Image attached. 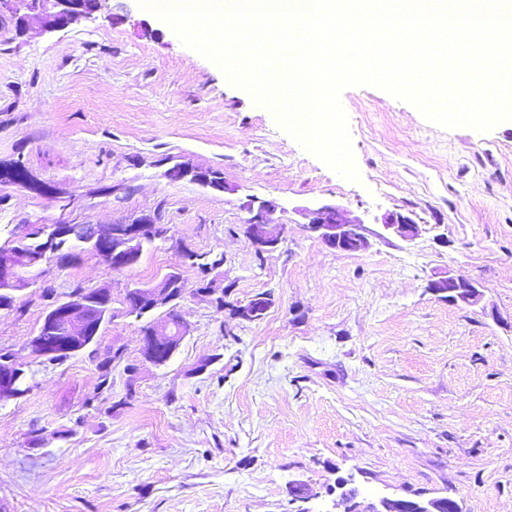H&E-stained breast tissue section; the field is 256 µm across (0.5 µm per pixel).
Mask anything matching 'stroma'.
Here are the masks:
<instances>
[{
    "instance_id": "1",
    "label": "stroma",
    "mask_w": 512,
    "mask_h": 512,
    "mask_svg": "<svg viewBox=\"0 0 512 512\" xmlns=\"http://www.w3.org/2000/svg\"><path fill=\"white\" fill-rule=\"evenodd\" d=\"M360 182L329 168L274 112L231 85L137 0H100L94 19L15 33L0 15V159L33 188L0 187V243L23 224H110L159 212L173 240L108 270L93 254L43 266L0 310V350L28 364L25 394L0 402V512H343L447 496L460 512H512V118L446 128L375 86L345 88ZM218 168L217 192L167 177ZM273 200L285 225L257 257L240 206ZM342 206L373 233L341 252L299 210ZM420 226L406 242L386 215ZM223 257L225 308L196 295L179 248ZM451 270L478 282L474 307L426 289ZM180 272L189 333L163 367L143 362L129 286ZM108 287L114 316L59 364L28 342L53 300ZM269 292L260 320L231 308ZM111 390L99 365L114 351ZM311 497L292 503V483ZM210 172L211 168H203L189 163H175L167 170V176L174 181L188 180L216 191L226 192V190L230 189L224 180V173L221 170H214V174L223 177L213 182H211L209 177Z\"/></svg>"
}]
</instances>
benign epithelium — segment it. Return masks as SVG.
<instances>
[{
    "instance_id": "7a95c632",
    "label": "benign epithelium",
    "mask_w": 512,
    "mask_h": 512,
    "mask_svg": "<svg viewBox=\"0 0 512 512\" xmlns=\"http://www.w3.org/2000/svg\"><path fill=\"white\" fill-rule=\"evenodd\" d=\"M97 12L85 6V0H0V13L9 14L15 21L16 35L25 33L30 21L36 20L46 33H53L82 20H91ZM211 169L189 163H176L167 170L174 181L188 180L216 191L228 190L223 179L210 180ZM277 205L272 200L259 203L248 200L241 205L246 213L243 219L245 233L255 253L262 257L276 251L284 241L285 225L274 224L270 215ZM308 218L304 229L331 249L360 252L370 247V230L362 221L346 218L344 210L334 204L317 208H302ZM384 230L403 241H412L419 235V224L408 216L390 214L382 223ZM48 235L39 254L23 256L13 249L0 250V296L16 299V294L28 288L43 272L44 254L59 252L57 240L66 237L86 247L100 261L114 271L123 269L138 246L149 238L172 239L171 228L162 223L161 215L140 213L125 221L108 224L98 229L94 224H75L62 220L47 229ZM427 289L439 299L455 305L472 307L483 298V286L445 271L427 283ZM187 293L185 282L176 272L166 274L159 281L146 286L135 285L126 290L124 307L127 314H163L150 322L148 335L141 337L142 361L155 367L166 365L187 336L188 328L178 312L181 299ZM273 296L260 293L244 304L235 306V316L245 321H256L272 306ZM110 289H75L62 299L53 301L43 315L37 333L29 340L31 354L37 359L56 362L62 354L71 356L85 350L97 339L105 320L111 315ZM24 364L8 352L0 354V401L22 394L20 378ZM382 510L371 512H459L457 502L448 497L426 501L384 499Z\"/></svg>"
}]
</instances>
